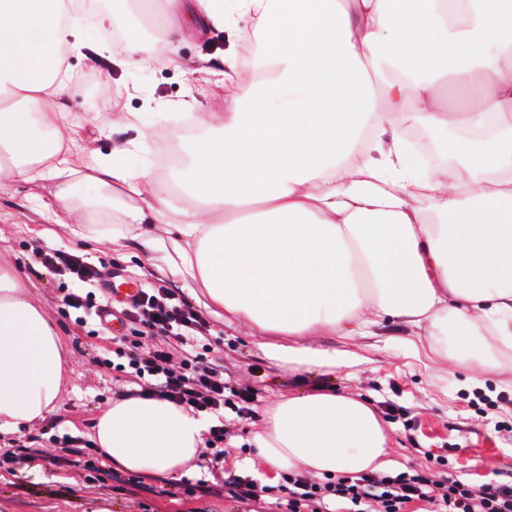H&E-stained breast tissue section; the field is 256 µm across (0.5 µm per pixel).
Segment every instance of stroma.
I'll list each match as a JSON object with an SVG mask.
<instances>
[{
	"mask_svg": "<svg viewBox=\"0 0 512 512\" xmlns=\"http://www.w3.org/2000/svg\"><path fill=\"white\" fill-rule=\"evenodd\" d=\"M256 21L236 16L220 30L199 34L194 22H186L178 43L176 62H152L135 66L108 65L89 50L69 58L72 73L94 75L110 89L105 100L72 87L66 101L67 124L72 125L80 146L107 157L116 143H136V152L123 156L124 164L148 166L166 177L157 159L159 145L178 155L167 114L192 102L194 112L227 111L235 88L225 81L222 69L208 70L205 59L235 49L243 52L244 34ZM134 112V126L118 124L119 113ZM68 192L74 206L83 210L84 238L70 226L42 218L32 201L39 194L53 204ZM94 190L87 185L67 186L60 180L36 185L15 182L0 190V246L53 314L64 344L68 366L65 391L57 411L44 422L22 433L0 436V448L36 442L41 451L35 462L17 466L15 474L0 476V512H273L267 500L232 503L224 498V480L232 475L262 478L265 466L247 450L253 430L251 417L227 415L230 432L224 441V465L214 468L211 449H204L195 469L185 473L188 484L206 480L208 492L182 496L179 501L158 496L160 480L145 479L143 486H99L93 471L84 467L58 466L63 454L59 439L65 435L93 439L96 416L112 398L128 394L122 372L100 366L94 353L107 348V340L90 335L78 324L77 314L62 303L77 288L68 274L46 269L43 252L59 249L112 274L113 285L136 283L143 288L163 286L190 304L209 323L210 347L204 357L222 363L226 373L257 394L256 409L274 404L282 395L313 388L353 392L369 398L392 428V457L401 470L436 469L437 458L474 483L512 481V352L497 355L495 366L481 382L468 378L466 367L447 362L419 360L409 355L406 332L386 324L376 337L350 341L357 356L352 367L337 373L314 367L293 371L268 359L256 346L248 326L227 324L206 305L203 295L192 294L183 278L159 270L153 255L130 242L124 254L113 252L108 238L112 225L105 214L86 211Z\"/></svg>",
	"mask_w": 512,
	"mask_h": 512,
	"instance_id": "35a3bbf8",
	"label": "stroma"
}]
</instances>
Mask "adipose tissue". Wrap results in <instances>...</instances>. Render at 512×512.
Listing matches in <instances>:
<instances>
[{
    "mask_svg": "<svg viewBox=\"0 0 512 512\" xmlns=\"http://www.w3.org/2000/svg\"><path fill=\"white\" fill-rule=\"evenodd\" d=\"M100 8L111 59L174 62L135 24L153 0ZM206 26L258 18L255 70L224 58L227 112L184 113L167 179L75 150L63 101L84 46L82 0H0V185L78 180L202 289L225 322L250 326L277 364L341 370L347 341L393 323L412 355L488 369L512 350V0H194ZM456 82L468 100L449 111ZM276 107L257 111L259 102ZM424 127L456 165L422 169L406 138ZM63 340L16 268L0 261V435L55 413ZM208 422L165 399L123 395L98 414L106 462L169 475L192 468ZM251 443L275 474L388 473L391 428L358 395L316 389L263 409Z\"/></svg>",
    "mask_w": 512,
    "mask_h": 512,
    "instance_id": "1",
    "label": "adipose tissue"
}]
</instances>
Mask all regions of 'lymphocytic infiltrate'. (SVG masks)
<instances>
[{
    "instance_id": "lymphocytic-infiltrate-1",
    "label": "lymphocytic infiltrate",
    "mask_w": 512,
    "mask_h": 512,
    "mask_svg": "<svg viewBox=\"0 0 512 512\" xmlns=\"http://www.w3.org/2000/svg\"><path fill=\"white\" fill-rule=\"evenodd\" d=\"M43 264L81 282V289L64 295L68 308L99 316L102 304L94 290L101 277L98 269L60 250L46 252ZM127 317L145 328L147 335L162 337L164 344L129 353L122 372L138 386L140 396L163 398L205 416L213 459L221 461L228 434L226 413L251 415L256 393L230 386L223 366L194 355L191 344L206 337L208 323L169 289H142ZM176 352L182 356L177 368L171 364ZM284 481L285 512H330L333 503L343 512H406L407 505L415 501L426 502L427 512H512L511 483L471 484L449 471H409L394 476L368 473L324 483L291 473Z\"/></svg>"
}]
</instances>
